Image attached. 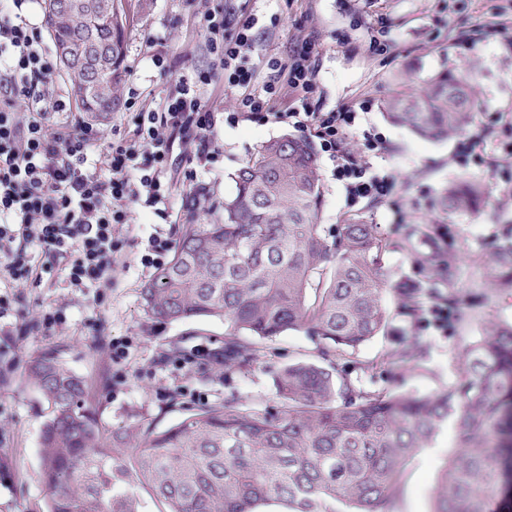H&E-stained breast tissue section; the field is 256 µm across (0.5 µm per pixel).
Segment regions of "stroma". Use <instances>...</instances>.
<instances>
[{"label":"stroma","mask_w":512,"mask_h":512,"mask_svg":"<svg viewBox=\"0 0 512 512\" xmlns=\"http://www.w3.org/2000/svg\"><path fill=\"white\" fill-rule=\"evenodd\" d=\"M225 12L255 17L253 46L244 53L254 72L248 89L218 82L209 90L218 111H236L244 94L264 96L275 76L270 59L285 58L289 49L313 38L312 60L317 73L310 95L315 109L329 112L370 105L368 121L385 137L389 153L374 166L392 169L402 183L394 202L364 200L349 205L334 164L320 156L324 185L321 223L336 225L354 213L377 227L383 240L382 264L391 280L426 286L424 272L413 266L403 243L404 225L444 224L452 231L463 256L456 290L476 300L472 320L450 324L447 335L423 330L393 295H385L390 312L385 331L360 348L352 379L367 391L431 394L454 383L464 346L492 323H512V297L483 286V261L505 229L512 227V130L494 119L512 114V46L502 34L512 30V0H222ZM213 0H152L126 31L125 87L135 89L134 103H121L102 121L108 133L124 134L132 112L154 107L173 90L180 77L211 66L202 16ZM388 23L394 42L373 50L370 39L380 23ZM163 55L168 70L157 68L153 55ZM471 62V82L478 110L467 129L480 138L482 163L456 161L457 139L434 142L419 138L383 115L389 99L408 87ZM284 123L262 120L220 124L216 138L222 156L201 179L211 194L234 190L232 174L264 142L291 133ZM481 181L487 204L477 212L442 215L437 198L443 186L460 179ZM158 219L151 210L134 207L125 231L128 266L117 282L104 289V302L63 284L60 268L44 265L39 250L31 255L39 285L15 289V311L9 333L0 332V512H46L47 490L40 479L41 434L52 413L26 373L30 358L56 350L64 365L87 385L88 401L104 433L127 426L165 429L189 410L223 401L234 393L255 407L277 402L272 375L290 363L313 359L317 350L304 333L287 331L263 344L253 367L225 371L215 356L224 345L225 324L219 319L165 322L149 316L142 289L151 278L140 263L144 242ZM59 308L64 320L46 332L31 325L45 308ZM420 338L428 347L424 369L399 372L388 353L407 339ZM127 346L122 361H113L111 342ZM453 427H445L432 448L410 460L391 512H432L433 490L449 448Z\"/></svg>","instance_id":"1"}]
</instances>
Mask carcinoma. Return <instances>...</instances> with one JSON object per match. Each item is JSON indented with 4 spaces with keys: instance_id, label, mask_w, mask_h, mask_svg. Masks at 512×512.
<instances>
[{
    "instance_id": "obj_1",
    "label": "carcinoma",
    "mask_w": 512,
    "mask_h": 512,
    "mask_svg": "<svg viewBox=\"0 0 512 512\" xmlns=\"http://www.w3.org/2000/svg\"><path fill=\"white\" fill-rule=\"evenodd\" d=\"M77 19L43 10L55 48L110 51L95 87L83 71L59 63L85 113L119 100L125 31L151 0H82ZM475 112L474 88L462 73H438L426 86L386 104V118L439 141L463 133ZM235 192L213 201L204 221L181 225L170 261L142 292L161 321L222 319L224 369L259 361L260 343L301 331L338 371L301 360L273 374L279 404L246 407L231 395L198 408L162 431L101 433L84 380L50 352L29 377L52 407L41 442L47 512H139L134 487L148 486L165 512H390L407 462L432 447L451 424L456 443L434 488L433 512H487L499 499L512 512V324L491 325L463 350L459 379L432 395L366 393L339 368L389 320L383 294H396L417 315L418 289L392 283L380 262L376 225L351 215L331 229L318 223L324 190L310 141L284 135L257 147L233 175ZM486 204L481 182L459 179L440 192L445 214ZM413 263L427 269L432 295L457 324L471 318L455 292L460 257L438 229L404 228ZM490 288L512 295V229L484 261ZM427 346L415 337L389 355L416 370Z\"/></svg>"
}]
</instances>
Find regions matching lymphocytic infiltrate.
Returning a JSON list of instances; mask_svg holds the SVG:
<instances>
[{
  "label": "lymphocytic infiltrate",
  "instance_id": "lymphocytic-infiltrate-1",
  "mask_svg": "<svg viewBox=\"0 0 512 512\" xmlns=\"http://www.w3.org/2000/svg\"><path fill=\"white\" fill-rule=\"evenodd\" d=\"M0 10V282L9 287L37 282L28 252L37 247L63 263L66 282L79 292L112 287L124 264V227L133 206L152 209L168 219L173 208L170 179L175 144L191 145L184 155L187 205H197L206 189L198 173L214 164L218 114L203 97L214 72L198 71L181 79L175 95L155 110L132 116V130L106 139L92 125L67 126L61 118L70 105L54 84L55 64L41 33L23 14L24 0ZM204 26L216 72L229 85L243 87L252 73L239 59L255 35L254 17L233 22L221 7L208 10ZM271 70L290 87L308 90L313 82L311 44L302 42L285 59L271 60ZM231 121L263 117L287 123L316 138L334 162V174L352 202L388 201L400 190L394 173L374 167L385 140L362 126L363 113L353 109L268 112L263 101L247 95ZM361 136L365 157L346 149ZM0 292V321L13 312V297Z\"/></svg>",
  "mask_w": 512,
  "mask_h": 512
}]
</instances>
